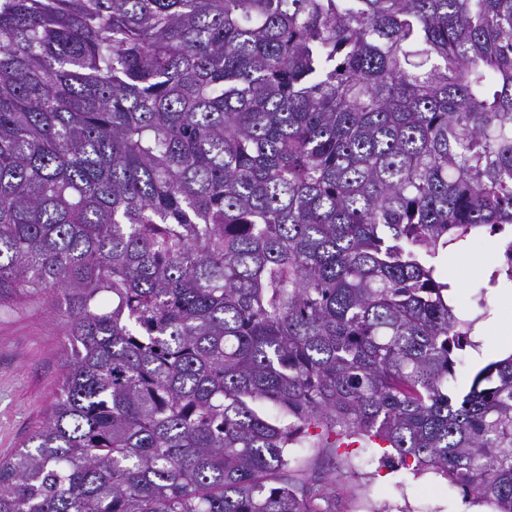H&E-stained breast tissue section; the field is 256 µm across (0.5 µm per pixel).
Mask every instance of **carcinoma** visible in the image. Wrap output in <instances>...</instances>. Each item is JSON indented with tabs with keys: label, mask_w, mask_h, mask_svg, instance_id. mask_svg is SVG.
<instances>
[{
	"label": "carcinoma",
	"mask_w": 512,
	"mask_h": 512,
	"mask_svg": "<svg viewBox=\"0 0 512 512\" xmlns=\"http://www.w3.org/2000/svg\"><path fill=\"white\" fill-rule=\"evenodd\" d=\"M508 226L512 0H0V307L66 351L0 512H339L338 437L512 512L436 263ZM292 453L301 459L312 458L314 466L322 470H334L336 473L342 468V457L320 453L315 455L311 448H291Z\"/></svg>",
	"instance_id": "1"
}]
</instances>
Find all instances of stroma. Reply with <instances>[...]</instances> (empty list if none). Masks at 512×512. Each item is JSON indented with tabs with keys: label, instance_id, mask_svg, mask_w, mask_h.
<instances>
[{
	"label": "stroma",
	"instance_id": "1",
	"mask_svg": "<svg viewBox=\"0 0 512 512\" xmlns=\"http://www.w3.org/2000/svg\"><path fill=\"white\" fill-rule=\"evenodd\" d=\"M500 246V235L487 233L469 247L466 263L453 251L438 259L442 272L457 280V306L466 316L481 312L478 292ZM61 332L60 320L43 302L0 311V457L20 448L43 418L61 377ZM364 502L376 512H480L440 476L392 471L375 462L361 463L358 476L346 485L341 508L356 512Z\"/></svg>",
	"mask_w": 512,
	"mask_h": 512
}]
</instances>
